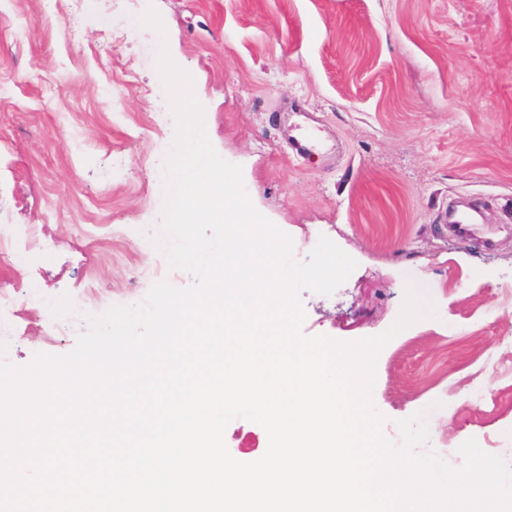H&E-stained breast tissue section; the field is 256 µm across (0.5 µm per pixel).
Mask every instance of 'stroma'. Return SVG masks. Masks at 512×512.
<instances>
[{"label": "stroma", "mask_w": 512, "mask_h": 512, "mask_svg": "<svg viewBox=\"0 0 512 512\" xmlns=\"http://www.w3.org/2000/svg\"><path fill=\"white\" fill-rule=\"evenodd\" d=\"M150 3L255 209L297 260L324 235L357 263L332 295L303 292V333L381 334L414 282L435 314L378 355L384 435L429 405L423 451L457 468L472 438L512 465V0H0L9 360L68 353L88 315L191 281L151 243L174 128L150 124ZM224 438L241 462L268 448L244 419Z\"/></svg>", "instance_id": "1"}]
</instances>
